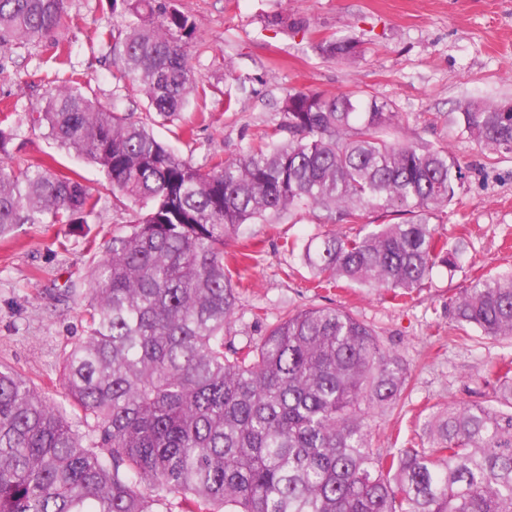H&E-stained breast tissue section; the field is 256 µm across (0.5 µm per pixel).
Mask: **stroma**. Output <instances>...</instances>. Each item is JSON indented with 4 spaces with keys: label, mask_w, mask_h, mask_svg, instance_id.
I'll list each match as a JSON object with an SVG mask.
<instances>
[{
    "label": "stroma",
    "mask_w": 512,
    "mask_h": 512,
    "mask_svg": "<svg viewBox=\"0 0 512 512\" xmlns=\"http://www.w3.org/2000/svg\"><path fill=\"white\" fill-rule=\"evenodd\" d=\"M197 30L188 53L196 77L207 89L204 110L188 108L183 120L191 139H172L167 127L155 135L183 157L205 164L210 155L237 156L284 122L283 103L293 90L327 94L365 91L398 112L409 136L447 146L465 165L457 204L440 226L462 250V267L435 268L425 288L394 303L357 287L315 288L299 254L284 241L309 238L359 225L325 223L322 211L286 214L273 224H254L245 233L253 259L250 286L239 296V311L224 329L241 344L258 341L288 310L335 303L370 326L413 374L399 403L375 414L378 446L413 438L419 411L427 405L484 401L493 384L492 364L512 361V343L479 338L464 342L448 330V309L474 279L512 269V157L488 160L473 140L461 136L448 115L468 101L512 102V0H178ZM70 66L89 81L87 92L120 111H145V97L134 88H117L112 77L119 55L93 36L95 28L120 26L127 15L110 11L105 0H67ZM281 17L306 22L293 32ZM349 35L361 43L353 61L322 55L320 37ZM55 70L50 43L0 57V102L18 115L36 108L40 80ZM234 105L225 108V96ZM18 155L31 161H57L76 170L85 185L100 171L67 155L45 130L21 126ZM119 218L104 205L98 223L74 230L58 224H25L0 241V364L22 372L36 387L60 397L64 358L82 336V294L69 305L55 297L65 284L82 285L86 238L116 229ZM66 248H59L57 240ZM240 243V244H243ZM230 243L225 255L238 251Z\"/></svg>",
    "instance_id": "obj_1"
}]
</instances>
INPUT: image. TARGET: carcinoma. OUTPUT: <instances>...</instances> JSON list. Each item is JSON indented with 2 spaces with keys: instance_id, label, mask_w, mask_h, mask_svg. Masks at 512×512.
I'll list each match as a JSON object with an SVG mask.
<instances>
[{
  "instance_id": "1",
  "label": "carcinoma",
  "mask_w": 512,
  "mask_h": 512,
  "mask_svg": "<svg viewBox=\"0 0 512 512\" xmlns=\"http://www.w3.org/2000/svg\"><path fill=\"white\" fill-rule=\"evenodd\" d=\"M130 16L98 28L120 51L115 79L148 111L121 113L69 77L43 85L27 115L104 176L15 161L20 125L0 113V239L23 224H95L103 203L128 230L86 246L85 336L66 354V405L0 365V512H512V368L489 373L486 402L432 406L421 434L374 446L370 413L398 402L412 371L338 305L287 312L259 341L235 345L247 254L224 245L245 226L322 210L363 235L309 239L310 274L403 301L462 255L431 222L455 201L463 166L446 146L410 140L398 113L369 93H288L286 123L234 158L197 165L159 141L206 98L188 53L194 21L176 0H109ZM66 0H0V55L52 41ZM322 54L351 61L360 42L331 35ZM454 123L497 157L512 155V112L467 102ZM288 132V138L280 137ZM455 330L512 341V271L481 277L450 306ZM88 432L72 428L66 408Z\"/></svg>"
}]
</instances>
